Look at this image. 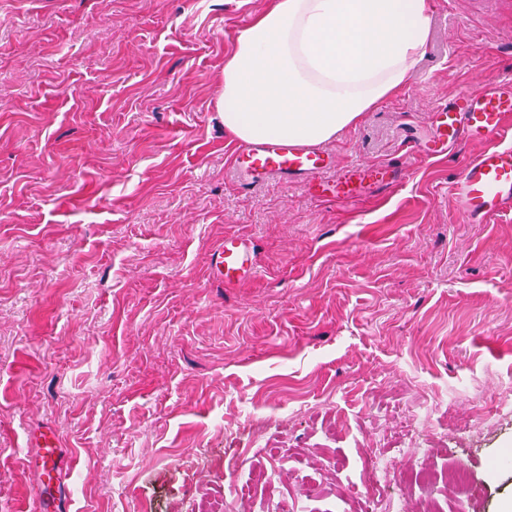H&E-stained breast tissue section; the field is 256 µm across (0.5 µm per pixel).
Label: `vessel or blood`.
<instances>
[{
    "mask_svg": "<svg viewBox=\"0 0 512 512\" xmlns=\"http://www.w3.org/2000/svg\"><path fill=\"white\" fill-rule=\"evenodd\" d=\"M432 134L409 144L412 153L437 156L461 142L482 144V151L466 160L450 192L459 215L470 224L512 212V80L494 88L469 91L434 110ZM331 155L316 145L271 138L242 145L235 158L239 181L251 185L275 177L284 182L312 181L331 169ZM383 165H354L349 176L333 181L329 195L338 201L357 198L365 183L383 181ZM216 275L225 285L237 286L256 274L255 252L236 234L224 237L212 258Z\"/></svg>",
    "mask_w": 512,
    "mask_h": 512,
    "instance_id": "obj_1",
    "label": "vessel or blood"
}]
</instances>
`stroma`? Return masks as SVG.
I'll list each match as a JSON object with an SVG mask.
<instances>
[{
    "label": "stroma",
    "instance_id": "35a3bbf8",
    "mask_svg": "<svg viewBox=\"0 0 512 512\" xmlns=\"http://www.w3.org/2000/svg\"><path fill=\"white\" fill-rule=\"evenodd\" d=\"M266 2L0 0V512H382L363 486L413 503L419 451L470 477L437 512L512 500V214L456 211L480 145L407 151L512 79V0H429L406 87L325 145L328 179L408 175L344 203L238 182L216 98ZM228 234L256 254L235 287ZM216 275L225 286H237L248 282L256 274L255 252L247 240L236 234L224 237V243L212 258Z\"/></svg>",
    "mask_w": 512,
    "mask_h": 512
}]
</instances>
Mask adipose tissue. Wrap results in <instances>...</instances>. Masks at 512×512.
<instances>
[{
    "label": "adipose tissue",
    "mask_w": 512,
    "mask_h": 512,
    "mask_svg": "<svg viewBox=\"0 0 512 512\" xmlns=\"http://www.w3.org/2000/svg\"><path fill=\"white\" fill-rule=\"evenodd\" d=\"M429 32L427 0H269L224 64V131L329 141L406 86Z\"/></svg>",
    "instance_id": "ef3b65f1"
}]
</instances>
